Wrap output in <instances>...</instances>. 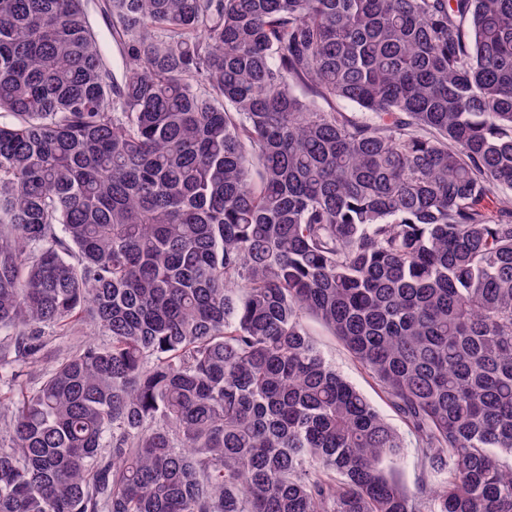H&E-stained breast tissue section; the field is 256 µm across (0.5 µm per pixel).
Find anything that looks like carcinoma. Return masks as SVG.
<instances>
[{"label":"carcinoma","instance_id":"1","mask_svg":"<svg viewBox=\"0 0 512 512\" xmlns=\"http://www.w3.org/2000/svg\"><path fill=\"white\" fill-rule=\"evenodd\" d=\"M100 9L0 0V512H512V0ZM307 325L311 335L316 340L326 359L347 377L350 382L365 393L386 420L406 437L408 457L405 463L400 466L399 471L403 482L408 487H413L420 472L416 465L415 454L412 445H410L404 421L399 414L391 408L384 394L379 390L373 380L351 360L347 352L323 326L313 320H308Z\"/></svg>","mask_w":512,"mask_h":512}]
</instances>
